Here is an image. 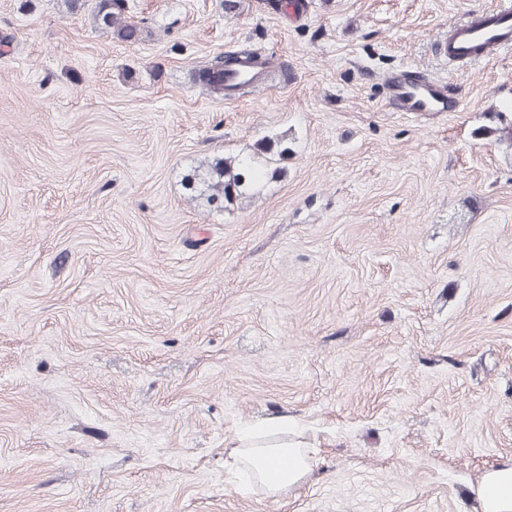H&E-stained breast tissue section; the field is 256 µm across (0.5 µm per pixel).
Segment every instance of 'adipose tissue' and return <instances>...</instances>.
I'll list each match as a JSON object with an SVG mask.
<instances>
[{"label": "adipose tissue", "instance_id": "ef3b65f1", "mask_svg": "<svg viewBox=\"0 0 512 512\" xmlns=\"http://www.w3.org/2000/svg\"><path fill=\"white\" fill-rule=\"evenodd\" d=\"M307 443L291 432L287 422L266 423L256 435L231 439L227 462L247 463L268 495L299 485L315 466L306 451ZM479 512H512V462L481 475L474 488Z\"/></svg>", "mask_w": 512, "mask_h": 512}]
</instances>
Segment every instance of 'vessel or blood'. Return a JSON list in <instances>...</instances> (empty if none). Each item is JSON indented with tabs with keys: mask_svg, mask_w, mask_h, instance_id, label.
<instances>
[{
	"mask_svg": "<svg viewBox=\"0 0 512 512\" xmlns=\"http://www.w3.org/2000/svg\"><path fill=\"white\" fill-rule=\"evenodd\" d=\"M512 48V5L474 14L470 20L451 29L439 51L448 62L475 58L494 50ZM390 97L399 112H455L461 102L450 97L444 84L423 76L409 81L402 76L388 78Z\"/></svg>",
	"mask_w": 512,
	"mask_h": 512,
	"instance_id": "vessel-or-blood-1",
	"label": "vessel or blood"
}]
</instances>
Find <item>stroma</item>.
Wrapping results in <instances>:
<instances>
[{"instance_id": "35a3bbf8", "label": "stroma", "mask_w": 512, "mask_h": 512, "mask_svg": "<svg viewBox=\"0 0 512 512\" xmlns=\"http://www.w3.org/2000/svg\"><path fill=\"white\" fill-rule=\"evenodd\" d=\"M500 2L127 0L129 44L0 0V512H472L512 461V51L436 47ZM241 49L283 76L191 81ZM264 138L282 178L194 200ZM277 416L316 466L272 497L224 456ZM387 83L398 112H456L461 106L459 99L448 96L440 80L430 76L409 81L397 75L388 78Z\"/></svg>"}]
</instances>
